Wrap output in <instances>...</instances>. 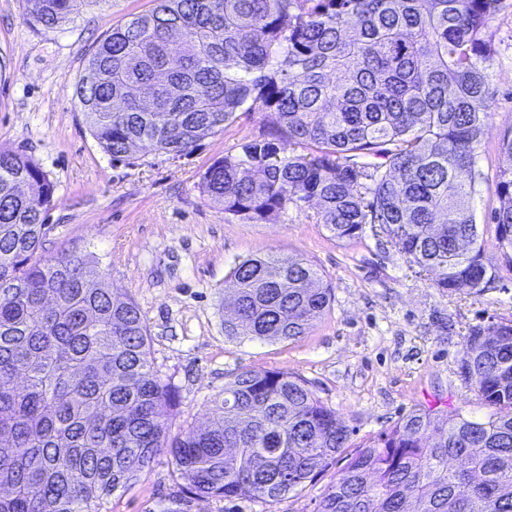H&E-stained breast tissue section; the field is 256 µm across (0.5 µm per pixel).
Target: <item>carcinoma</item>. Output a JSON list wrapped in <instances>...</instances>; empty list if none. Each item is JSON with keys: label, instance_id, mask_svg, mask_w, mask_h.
Wrapping results in <instances>:
<instances>
[{"label": "carcinoma", "instance_id": "carcinoma-1", "mask_svg": "<svg viewBox=\"0 0 512 512\" xmlns=\"http://www.w3.org/2000/svg\"><path fill=\"white\" fill-rule=\"evenodd\" d=\"M76 0H26L29 23ZM502 0H154L112 28L75 94L114 160L181 155L239 112L278 125L204 172L224 215L269 222L317 205L339 240L366 225L442 292L498 288L472 195L489 130L490 23ZM498 260L512 268V126L498 139ZM54 184L0 150V512H111L169 449L203 497L280 501L348 448L350 431L300 376L243 372L177 435L176 387L150 359L136 303L84 255L42 254ZM230 339L294 341L333 301L319 270L267 254L238 263ZM459 369L489 409L416 411L360 446L318 512H512V320L470 328Z\"/></svg>", "mask_w": 512, "mask_h": 512}]
</instances>
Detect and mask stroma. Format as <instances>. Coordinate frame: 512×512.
Returning a JSON list of instances; mask_svg holds the SVG:
<instances>
[{
    "instance_id": "1",
    "label": "stroma",
    "mask_w": 512,
    "mask_h": 512,
    "mask_svg": "<svg viewBox=\"0 0 512 512\" xmlns=\"http://www.w3.org/2000/svg\"><path fill=\"white\" fill-rule=\"evenodd\" d=\"M151 0H76L70 21L28 24L24 0H0V149L34 159L55 185L45 254H81L136 302L151 338L155 370L180 394L176 426H199L209 400L246 371L304 377L365 444L418 410L486 408L459 373L471 327L512 319V272L499 289L448 294L417 273L386 237L364 231L339 240L318 224L315 207L288 208L274 221L225 217L203 195L214 160L273 129L270 112H242L189 153L135 152L112 160L92 137L74 93L89 57L112 27L144 13ZM490 129L476 158L477 224L498 201L495 173L511 161L498 137L512 126V0L492 20ZM274 253L310 261L331 286L330 311L295 341L230 339L227 288L242 260ZM344 457L302 489L267 506L249 499L200 498L174 473L167 451L112 496V512H317Z\"/></svg>"
}]
</instances>
